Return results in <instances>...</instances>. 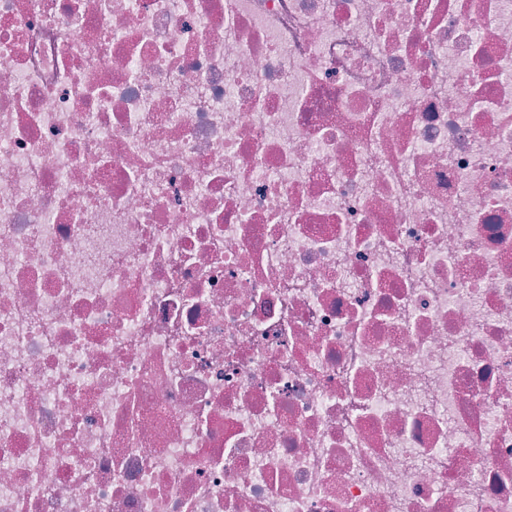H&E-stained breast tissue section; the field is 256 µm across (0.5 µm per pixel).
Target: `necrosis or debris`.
I'll use <instances>...</instances> for the list:
<instances>
[{
  "instance_id": "4bbe7bcc",
  "label": "necrosis or debris",
  "mask_w": 512,
  "mask_h": 512,
  "mask_svg": "<svg viewBox=\"0 0 512 512\" xmlns=\"http://www.w3.org/2000/svg\"><path fill=\"white\" fill-rule=\"evenodd\" d=\"M0 512H512V0H0Z\"/></svg>"
}]
</instances>
